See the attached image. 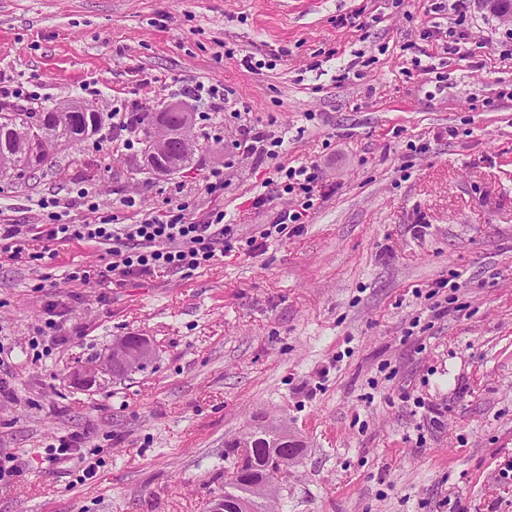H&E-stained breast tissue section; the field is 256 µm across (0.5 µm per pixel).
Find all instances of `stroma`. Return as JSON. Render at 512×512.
<instances>
[{
  "mask_svg": "<svg viewBox=\"0 0 512 512\" xmlns=\"http://www.w3.org/2000/svg\"><path fill=\"white\" fill-rule=\"evenodd\" d=\"M434 2L0 0V81L39 97L0 112L178 102L197 143L164 175L104 124L0 176V224L47 223L54 197L69 224L220 213L233 244L128 277L100 244L0 252V512H208L258 428L297 449L279 512H512V25ZM199 82L223 111H196ZM243 124L283 138L277 158L237 149ZM311 162L330 195L285 192L276 164ZM284 212L301 219L250 250ZM126 336L146 369L75 383ZM64 438L81 450L59 463Z\"/></svg>",
  "mask_w": 512,
  "mask_h": 512,
  "instance_id": "obj_1",
  "label": "stroma"
}]
</instances>
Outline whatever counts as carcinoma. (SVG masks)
<instances>
[{"instance_id": "cac0c4a2", "label": "carcinoma", "mask_w": 512, "mask_h": 512, "mask_svg": "<svg viewBox=\"0 0 512 512\" xmlns=\"http://www.w3.org/2000/svg\"><path fill=\"white\" fill-rule=\"evenodd\" d=\"M101 120L97 112L45 113V132L48 147V163H53L55 152L81 140L88 130ZM27 129L24 112H8L0 122V160L12 165L0 167V173L9 170L21 180L34 176L37 169L29 166L27 157L19 146V132ZM243 441L253 448V457L247 466L235 470L224 482V496L213 504L215 512H241L240 501L247 503L248 512H276L277 483L280 471L276 460H290L297 453L288 442V436L277 431H253L245 434ZM241 441V442H243ZM237 441L232 447L238 448Z\"/></svg>"}]
</instances>
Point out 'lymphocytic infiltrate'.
<instances>
[{
    "mask_svg": "<svg viewBox=\"0 0 512 512\" xmlns=\"http://www.w3.org/2000/svg\"><path fill=\"white\" fill-rule=\"evenodd\" d=\"M50 222L41 239L64 246L72 242L110 245V272L126 276L153 274L163 269H196L224 254L225 226L221 223L189 224L170 213L149 214L136 224H65L56 199L36 202Z\"/></svg>",
    "mask_w": 512,
    "mask_h": 512,
    "instance_id": "lymphocytic-infiltrate-1",
    "label": "lymphocytic infiltrate"
}]
</instances>
